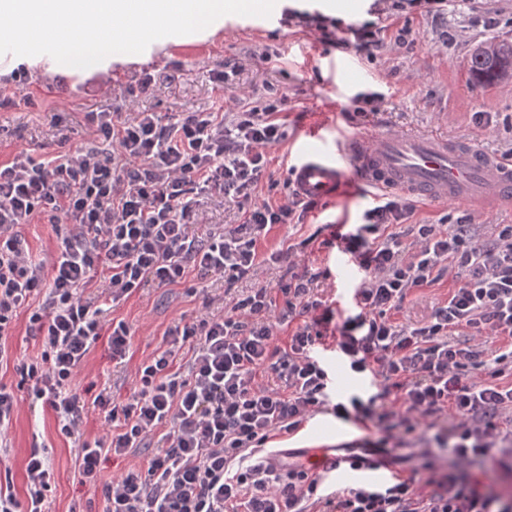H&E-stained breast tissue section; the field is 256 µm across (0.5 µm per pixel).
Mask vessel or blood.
I'll return each instance as SVG.
<instances>
[{
    "instance_id": "1",
    "label": "vessel or blood",
    "mask_w": 512,
    "mask_h": 512,
    "mask_svg": "<svg viewBox=\"0 0 512 512\" xmlns=\"http://www.w3.org/2000/svg\"><path fill=\"white\" fill-rule=\"evenodd\" d=\"M351 168L370 186L416 198L512 204V158L431 135L383 132L371 141L356 135L337 154L303 152L293 165L292 185L300 197L326 198L337 193Z\"/></svg>"
}]
</instances>
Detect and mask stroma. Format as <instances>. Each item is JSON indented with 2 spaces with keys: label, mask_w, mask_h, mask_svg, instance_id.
Listing matches in <instances>:
<instances>
[{
  "label": "stroma",
  "mask_w": 512,
  "mask_h": 512,
  "mask_svg": "<svg viewBox=\"0 0 512 512\" xmlns=\"http://www.w3.org/2000/svg\"><path fill=\"white\" fill-rule=\"evenodd\" d=\"M327 15L338 26L366 24L379 30L382 44L373 54L334 46L328 38L313 34L299 15ZM409 32L406 42L395 39L398 29ZM512 42V0H448V9L437 15L422 6L397 8L394 0H280L271 18L228 15L218 32L205 39L181 44L154 42L140 54L117 55L112 77L54 75L39 67L26 70L30 103L14 101L15 75L0 76V161L19 149L44 158L77 146L91 144L86 115L126 107L176 115L186 112H224L225 102L237 90L244 91L243 106L262 109L267 101L280 102V117L287 139L269 154L268 180L258 188L259 198L277 201L289 191L291 167L299 148L320 149L341 142L343 135L421 132L451 141L471 143L489 153L512 157V79L476 86L470 73L474 50L490 40ZM348 56L353 68L331 74L329 59ZM227 71L230 83L213 80ZM152 77L150 90L137 99L128 91L143 77ZM377 93L372 104L356 101V94ZM374 190L362 188L357 175L347 177L341 192L320 199L302 223L277 224L258 243L260 254L289 250L288 262L262 266L257 280L236 283L242 294L261 282L272 289L274 308L284 298L277 283L289 267L322 273L318 293L336 312L337 320L358 311L355 290L364 276L350 254L324 247L332 232L347 233L360 224L373 205ZM409 218L413 224H434L444 233L457 229L459 218L475 224H512V208H474L461 202L433 203L414 200ZM464 276L450 266L441 280L412 289L399 309L390 311L391 322L400 326L429 320L435 307L447 299L448 290ZM224 278L209 274L198 281V294L186 295L183 287H148L108 309L106 320L124 322L130 331L129 352L123 364L110 358L106 340L89 352L76 380L111 388L127 399L139 387L138 364L165 349L164 333L177 319L193 318L202 307L201 289L220 288ZM320 354L335 378L337 395L369 397L381 392L380 378L356 375L333 342ZM19 415L10 429L12 447L0 454V484L11 486L24 497L25 460L33 442L51 448L55 482L51 498L55 512H68L75 503L91 504L103 512V485L129 469H146L147 456L136 451L108 458L101 465L97 485L82 484L74 472L75 447L63 437L49 409H30L26 390H19ZM453 418H441L435 429L406 435L392 430L387 438L394 458L384 468L353 471L341 468L319 474L321 493L360 484H384L394 479H419L425 462L438 469L453 466L447 451L438 448L434 436L456 426ZM353 423L319 413L309 417L298 431L270 438L267 451L300 448H341L353 444Z\"/></svg>",
  "instance_id": "obj_1"
}]
</instances>
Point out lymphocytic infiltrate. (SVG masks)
Listing matches in <instances>:
<instances>
[{
	"label": "lymphocytic infiltrate",
	"mask_w": 512,
	"mask_h": 512,
	"mask_svg": "<svg viewBox=\"0 0 512 512\" xmlns=\"http://www.w3.org/2000/svg\"><path fill=\"white\" fill-rule=\"evenodd\" d=\"M278 113L274 101L228 122L212 112L168 122L144 110L93 112L92 145L42 161L21 149L0 162V361L15 320L27 314L41 352L17 364L19 383L54 411L60 433L73 440L82 482L99 483L102 455L153 450L146 470L104 484V512H307L317 479L250 455L308 416L352 417L368 430L392 420L408 434L421 421L457 416L462 425L450 451L467 462L489 455L496 420L512 408L511 224L496 225L489 243L467 224L449 235L432 224H409L410 243L396 234L371 243L368 234L409 223L413 212L406 198L381 195L362 224L337 236L366 272L356 292L358 314L339 324L316 292L319 274L307 270L279 283L278 311L264 285L228 297L189 284L193 271L223 274L230 286L255 276L260 238L274 225L300 223L315 207L293 191L276 204L255 195L270 149L287 137ZM215 193L235 203L242 220L195 236L190 227L202 223L203 200ZM43 221L71 227L50 263L35 256L21 231ZM447 260L465 273L447 301L421 325L393 324L388 311L410 290L439 280ZM152 284L201 293L204 315L174 321L167 349L137 367L141 389L130 399H115L108 387L85 399L75 379L97 341L107 338L116 361L129 350L128 327L107 325L105 305ZM215 304L224 305L223 315L210 314ZM298 317L304 325L287 348L278 347L279 328ZM488 329L507 341L490 361L479 346L454 338ZM326 337L352 372L380 377L383 396L402 401L404 412L379 413L357 397L333 399V377L314 353ZM183 349L189 357L181 364ZM261 372L275 386L257 383ZM90 404L107 425L91 441L84 437ZM25 473V500L0 489V512H54L47 448H32ZM486 481L433 472L421 483L398 478L339 490L324 506L326 512H512V500L488 490Z\"/></svg>",
	"instance_id": "lymphocytic-infiltrate-1"
}]
</instances>
